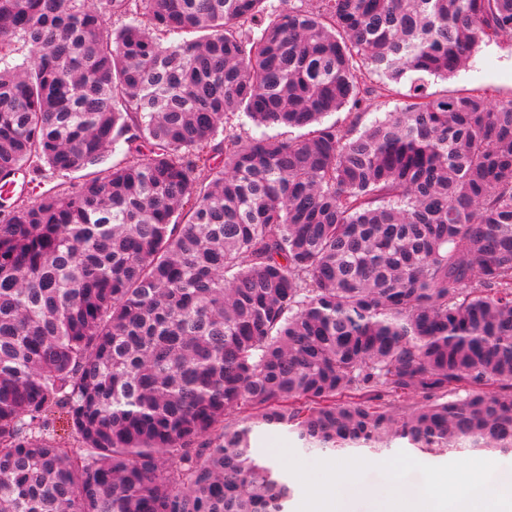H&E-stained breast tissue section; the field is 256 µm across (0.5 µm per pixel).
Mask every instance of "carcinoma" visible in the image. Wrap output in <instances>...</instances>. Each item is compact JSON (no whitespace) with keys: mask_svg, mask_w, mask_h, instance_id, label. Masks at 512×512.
<instances>
[{"mask_svg":"<svg viewBox=\"0 0 512 512\" xmlns=\"http://www.w3.org/2000/svg\"><path fill=\"white\" fill-rule=\"evenodd\" d=\"M511 34L512 0H0V182L91 170L0 218V512H286L271 428L512 453V99L428 92Z\"/></svg>","mask_w":512,"mask_h":512,"instance_id":"carcinoma-1","label":"carcinoma"}]
</instances>
